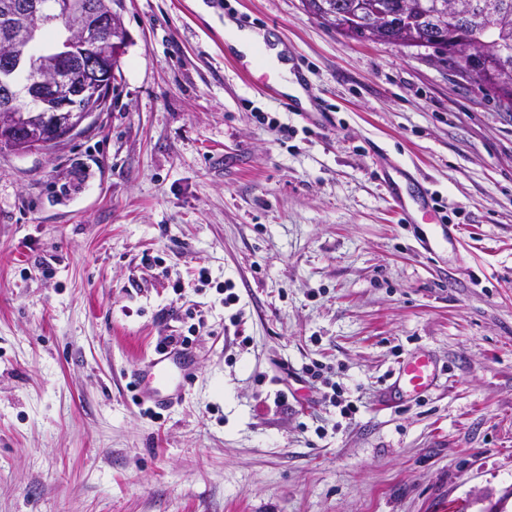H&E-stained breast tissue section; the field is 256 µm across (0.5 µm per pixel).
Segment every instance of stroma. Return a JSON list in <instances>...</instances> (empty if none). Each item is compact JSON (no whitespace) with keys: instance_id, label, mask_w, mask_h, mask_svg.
<instances>
[{"instance_id":"1","label":"stroma","mask_w":512,"mask_h":512,"mask_svg":"<svg viewBox=\"0 0 512 512\" xmlns=\"http://www.w3.org/2000/svg\"><path fill=\"white\" fill-rule=\"evenodd\" d=\"M209 2L121 0L93 125L0 152V512H512V112L302 0ZM228 18L287 46L319 124ZM384 165L456 241L400 222ZM186 332L182 398L137 406L132 365ZM416 352L437 384L396 398Z\"/></svg>"}]
</instances>
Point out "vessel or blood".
<instances>
[{"label": "vessel or blood", "mask_w": 512, "mask_h": 512, "mask_svg": "<svg viewBox=\"0 0 512 512\" xmlns=\"http://www.w3.org/2000/svg\"><path fill=\"white\" fill-rule=\"evenodd\" d=\"M195 372L193 348L170 346L135 363L130 371L137 402L164 410L173 399L181 397L182 384ZM437 375V364L427 354L417 353L402 361L395 386L398 393L418 398L432 387Z\"/></svg>", "instance_id": "vessel-or-blood-1"}]
</instances>
